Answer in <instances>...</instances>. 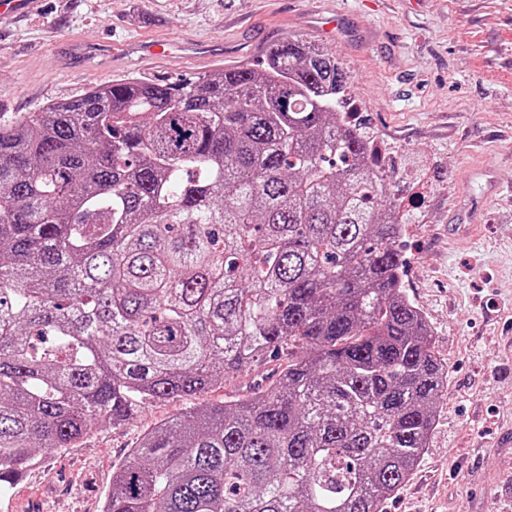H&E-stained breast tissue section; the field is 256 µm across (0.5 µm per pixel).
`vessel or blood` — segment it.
<instances>
[{
	"label": "vessel or blood",
	"mask_w": 512,
	"mask_h": 512,
	"mask_svg": "<svg viewBox=\"0 0 512 512\" xmlns=\"http://www.w3.org/2000/svg\"><path fill=\"white\" fill-rule=\"evenodd\" d=\"M223 53L222 47L206 42H160L156 40L109 42L93 46L76 43L71 48V56L78 63L85 62L96 56L116 60L136 55L143 59L159 60L174 54H185L209 59L223 55Z\"/></svg>",
	"instance_id": "vessel-or-blood-1"
}]
</instances>
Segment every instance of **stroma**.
<instances>
[{
  "mask_svg": "<svg viewBox=\"0 0 512 512\" xmlns=\"http://www.w3.org/2000/svg\"><path fill=\"white\" fill-rule=\"evenodd\" d=\"M338 19V38L318 28ZM324 42L351 77L355 117L385 146L410 215L399 246L403 286L423 312L448 386L426 452L382 512H512L489 488L512 476V0H43L0 22V117L127 75L178 79L215 62L95 58L69 45L205 40L227 66L261 67L284 39ZM271 357L197 395L149 404L120 425L97 424L74 447L43 454L0 493V512H101L112 469L159 421L266 388Z\"/></svg>",
  "mask_w": 512,
  "mask_h": 512,
  "instance_id": "stroma-1",
  "label": "stroma"
}]
</instances>
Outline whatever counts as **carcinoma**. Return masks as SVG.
<instances>
[{"label": "carcinoma", "mask_w": 512, "mask_h": 512, "mask_svg": "<svg viewBox=\"0 0 512 512\" xmlns=\"http://www.w3.org/2000/svg\"><path fill=\"white\" fill-rule=\"evenodd\" d=\"M349 84L285 39L258 70L127 76L0 121V487L271 350L266 389L144 435L102 512H380L410 478L448 368Z\"/></svg>", "instance_id": "1"}]
</instances>
